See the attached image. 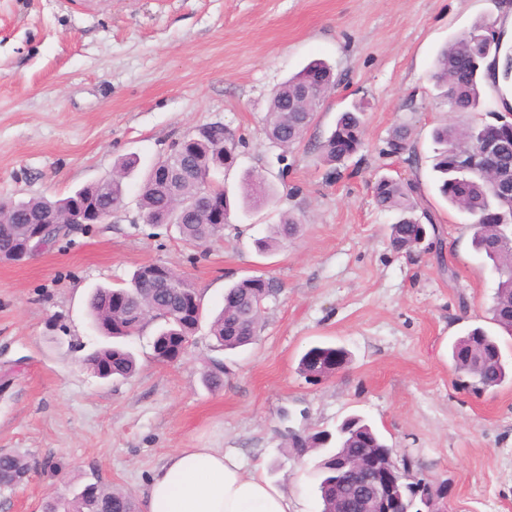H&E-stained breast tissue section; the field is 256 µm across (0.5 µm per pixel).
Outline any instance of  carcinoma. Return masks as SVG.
<instances>
[{
    "mask_svg": "<svg viewBox=\"0 0 512 512\" xmlns=\"http://www.w3.org/2000/svg\"><path fill=\"white\" fill-rule=\"evenodd\" d=\"M498 35L495 23L480 20L469 30L450 41L440 50L432 67L431 80L448 101L450 111L461 119L435 129L436 148L433 169L438 190L448 204L474 219L472 245L492 264L497 284L490 308L491 320L505 331H512V124L499 122L502 115L491 112L495 121L480 126L471 125L464 116L478 111L483 105L482 80L485 62L489 57L486 39ZM468 57L475 66L468 71L457 68V60ZM323 74L321 92L310 98L304 90L317 74ZM336 85L331 68L323 62L312 61L301 71L285 80L272 93L266 133L269 139L285 150L300 143L313 122L317 105L325 100ZM363 106L340 113L334 129L320 144L324 160L336 164L358 153L364 145L360 112ZM234 139L224 130V143L197 136L179 145L177 154L163 161L186 165L195 170L193 178L185 180L178 192L182 204L177 228L188 241L202 244L220 235L221 228L211 223L208 212L198 202L205 189L214 193L223 188L205 184V177L221 167L233 166ZM134 162L120 163L111 179L80 189L65 198L28 201H0V253L10 251L22 238L24 227L39 216L56 218L79 198L98 211H110L125 204L124 179ZM377 204L398 214L392 224L390 242L394 249L416 246L427 234V227L417 216L416 186L392 177L381 176L372 184ZM245 202L256 206L267 203L272 191L264 177L246 174L242 184ZM172 200L159 183L146 177L140 195L142 218L156 223L165 218ZM302 224L293 212L284 214L280 223L271 227L270 234L256 240L259 252L266 253L294 237ZM166 274L175 293L163 296L151 292L135 271L130 283L123 287L94 290L90 311L98 332L110 342L90 353L84 362L100 379L127 378L135 374L137 364L122 342L133 336L131 329L142 327L156 312L171 314L153 340L155 359L160 363L176 361L191 341L203 318L202 305L190 306V298L198 297L194 286L174 270ZM270 281L250 277L232 284L224 292V307L210 325L211 336L218 346L235 350L253 343L265 301L272 297ZM347 358L343 347L315 345L301 357L299 371L307 376L314 372L313 358L330 361L336 356ZM451 357L456 370L471 378V388L478 392L503 384L512 375V367L504 360L497 337L482 328H475L458 338L452 346ZM306 445L321 453L318 471V492L322 512H336L337 499L350 497V483H332L326 475L329 460L340 456L350 458L366 448L387 446L372 425L352 419L337 433L322 430L307 438ZM25 456L0 454V488H8L14 477L29 470ZM81 498L69 507L75 512H136L132 498L99 482L83 487Z\"/></svg>",
    "mask_w": 512,
    "mask_h": 512,
    "instance_id": "obj_1",
    "label": "carcinoma"
}]
</instances>
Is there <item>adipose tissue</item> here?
I'll return each instance as SVG.
<instances>
[{
	"label": "adipose tissue",
	"mask_w": 512,
	"mask_h": 512,
	"mask_svg": "<svg viewBox=\"0 0 512 512\" xmlns=\"http://www.w3.org/2000/svg\"><path fill=\"white\" fill-rule=\"evenodd\" d=\"M143 512H301L299 502L220 448H183L154 469Z\"/></svg>",
	"instance_id": "1"
}]
</instances>
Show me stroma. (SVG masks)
<instances>
[{"instance_id":"35a3bbf8","label":"stroma","mask_w":512,"mask_h":512,"mask_svg":"<svg viewBox=\"0 0 512 512\" xmlns=\"http://www.w3.org/2000/svg\"><path fill=\"white\" fill-rule=\"evenodd\" d=\"M505 0H0V200L62 198L138 161L126 207L75 226L32 260L0 263V453L25 455L31 472L0 490V512H42L52 498L96 481L141 500L152 471L179 448H221L258 470L305 512H320L308 434L359 415L409 458L415 477L445 486L448 512H512V381L473 393L459 384L452 343L492 323L490 263L471 246L467 216L434 184V128L450 122L430 81L441 48L485 18L504 23ZM339 77L302 142L265 135L272 90L309 61ZM364 103L365 146L338 169L320 144L339 112ZM221 124L237 160L224 174L232 196L259 171L274 200L233 206L220 238L199 247L174 226L144 223L139 205L152 165L196 128ZM404 131L409 145L384 156ZM389 176L418 185L435 242L409 251L389 242L393 212L371 184ZM300 215L298 235L259 255L254 241ZM171 267L201 295L204 316L186 355H153L157 323L125 344L138 362L103 381L83 364L102 338L87 302L141 265ZM273 280L258 337L216 349L210 323L224 290ZM344 347L350 361L308 381L310 347ZM223 387L206 386L210 360Z\"/></svg>"}]
</instances>
